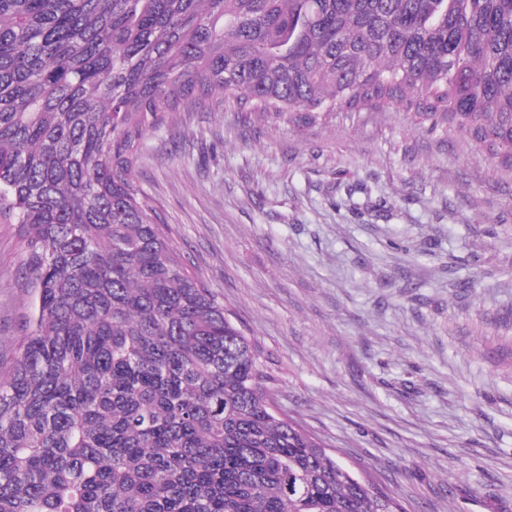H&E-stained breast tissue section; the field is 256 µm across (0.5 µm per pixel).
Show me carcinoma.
<instances>
[{
  "label": "carcinoma",
  "instance_id": "1",
  "mask_svg": "<svg viewBox=\"0 0 512 512\" xmlns=\"http://www.w3.org/2000/svg\"><path fill=\"white\" fill-rule=\"evenodd\" d=\"M395 103L512 172V0H0V215L36 296L0 366V512H398L271 374L136 182L160 112Z\"/></svg>",
  "mask_w": 512,
  "mask_h": 512
}]
</instances>
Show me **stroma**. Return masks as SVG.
Segmentation results:
<instances>
[{"mask_svg": "<svg viewBox=\"0 0 512 512\" xmlns=\"http://www.w3.org/2000/svg\"><path fill=\"white\" fill-rule=\"evenodd\" d=\"M272 399L404 512H512V176L392 105L164 113L135 168ZM0 218V364L31 309Z\"/></svg>", "mask_w": 512, "mask_h": 512, "instance_id": "stroma-1", "label": "stroma"}]
</instances>
